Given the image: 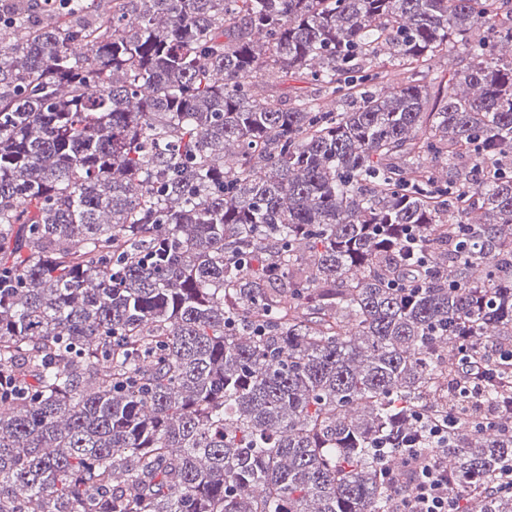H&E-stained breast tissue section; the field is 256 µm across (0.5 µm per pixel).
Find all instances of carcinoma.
<instances>
[{
	"label": "carcinoma",
	"mask_w": 512,
	"mask_h": 512,
	"mask_svg": "<svg viewBox=\"0 0 512 512\" xmlns=\"http://www.w3.org/2000/svg\"><path fill=\"white\" fill-rule=\"evenodd\" d=\"M69 2L0 0V512H393L406 440L512 512L470 495L512 469L511 417L467 425L503 396L449 377L459 328L512 345V0ZM384 44L468 64L431 96ZM252 81L257 93L262 97L279 99L288 103V100L296 95H315V98L318 99V106L323 111H332L339 107L338 94L334 96L324 92L298 77H288V79L282 80L258 73ZM440 416L430 420L429 434L438 442L446 441L447 444L448 428L455 427L459 423L460 415L454 410H448L445 415Z\"/></svg>",
	"instance_id": "obj_1"
}]
</instances>
